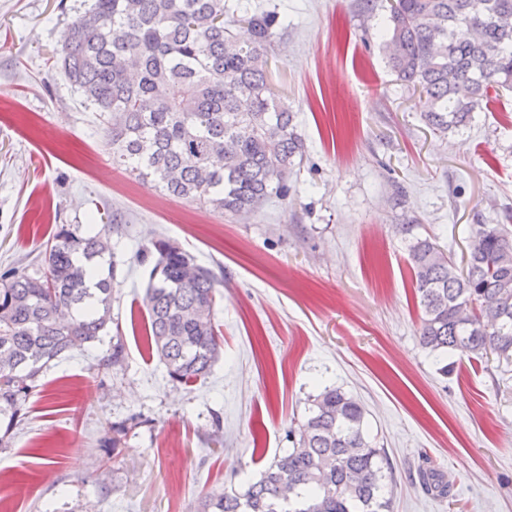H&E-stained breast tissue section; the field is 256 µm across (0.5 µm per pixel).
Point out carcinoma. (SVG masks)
<instances>
[{
	"mask_svg": "<svg viewBox=\"0 0 512 512\" xmlns=\"http://www.w3.org/2000/svg\"><path fill=\"white\" fill-rule=\"evenodd\" d=\"M381 41L407 86L426 95L423 120L458 131L480 102L512 90V0H390ZM284 22L229 0H88L64 32L56 63L107 117L112 162L142 183L231 214L286 196L302 154L295 115L268 75ZM58 224L41 274H0V444L49 362L101 340L112 324L116 260L109 236ZM143 298L151 350L175 382L206 378L218 361L220 281L158 237ZM422 307L421 342L512 362V237L479 224L459 270L428 239L410 245ZM364 409L339 388L311 399L294 447L239 492L201 498L195 512H390L392 473L363 432Z\"/></svg>",
	"mask_w": 512,
	"mask_h": 512,
	"instance_id": "carcinoma-1",
	"label": "carcinoma"
}]
</instances>
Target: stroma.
I'll return each mask as SVG.
<instances>
[{
	"mask_svg": "<svg viewBox=\"0 0 512 512\" xmlns=\"http://www.w3.org/2000/svg\"><path fill=\"white\" fill-rule=\"evenodd\" d=\"M251 2L288 22L269 69L304 152L287 196L234 215L113 164L103 117L54 64L83 0H0V273L41 268L56 225L128 227L112 240L125 359L103 366L107 336L50 362L0 447V512H192L293 448L328 387L362 405L392 512H512V364L422 346L408 255L430 238L461 266L476 225L512 232V92L440 134L382 53L389 0ZM159 236L221 283L222 355L191 386L148 350L138 254ZM432 469L451 496L425 484Z\"/></svg>",
	"mask_w": 512,
	"mask_h": 512,
	"instance_id": "obj_1",
	"label": "stroma"
}]
</instances>
